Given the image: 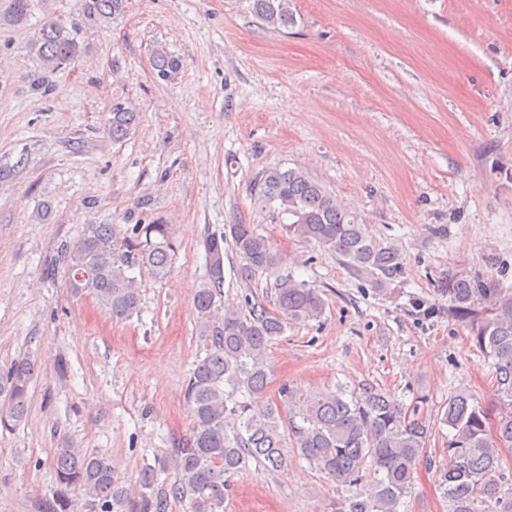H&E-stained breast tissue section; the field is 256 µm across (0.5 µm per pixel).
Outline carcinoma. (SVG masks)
Instances as JSON below:
<instances>
[{"label": "carcinoma", "instance_id": "cac0c4a2", "mask_svg": "<svg viewBox=\"0 0 512 512\" xmlns=\"http://www.w3.org/2000/svg\"><path fill=\"white\" fill-rule=\"evenodd\" d=\"M125 0H85L91 20H105ZM254 13L273 28L295 23L290 0H253ZM43 71L54 72L77 56L78 44L63 25L47 22L33 45ZM137 113L112 109L109 131L121 139ZM258 198L287 216L288 233L336 255L348 270L384 291L400 272L399 255L370 234L368 225L301 168H272L258 181ZM207 275L193 299L195 331L206 345L185 385L192 426L170 452L140 471L138 488L127 487L103 455L67 445L54 452L57 489L40 512H74L77 490L86 512H170L190 500L192 512H224L231 479L254 461L273 471L288 468L285 449L328 476L355 488L336 512H402L429 440L419 406H408L373 383L307 391L288 384L266 397L273 369L268 350L290 322L318 321L326 303L318 290L277 274L282 257L251 224H226L203 240ZM232 250L238 275L248 284L274 278L272 303L244 298L222 304L224 257ZM178 246L170 224H87L68 248L69 288L92 297L115 321L140 311L138 277H170ZM448 316L468 322L496 388L497 412L471 396L448 397L441 423L448 427L452 467L440 474L448 512H512V292L466 270H454L441 289ZM35 365L22 359L0 374V427L26 416ZM172 477L171 481L162 476Z\"/></svg>", "mask_w": 512, "mask_h": 512}]
</instances>
